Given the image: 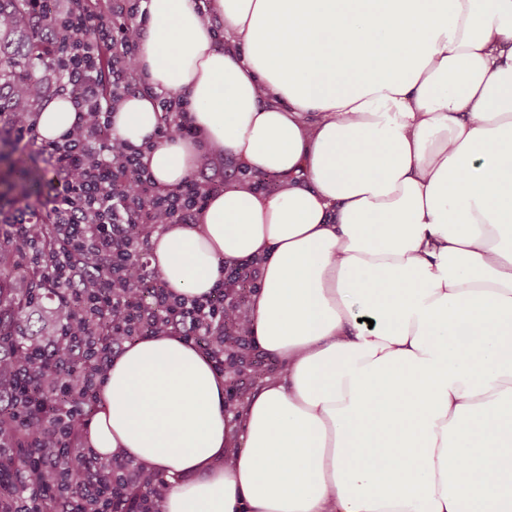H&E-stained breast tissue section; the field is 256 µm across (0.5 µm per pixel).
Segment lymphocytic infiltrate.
Wrapping results in <instances>:
<instances>
[{"mask_svg": "<svg viewBox=\"0 0 512 512\" xmlns=\"http://www.w3.org/2000/svg\"><path fill=\"white\" fill-rule=\"evenodd\" d=\"M143 0H30L36 32H48L39 63L55 78L38 84L36 100L70 99L75 124L57 139L38 135L30 114L1 132L40 157L53 177L43 208L24 201L0 204L5 242L33 270L24 307L49 300L59 314L51 334L10 339L0 351V482L15 492L0 512H44L47 498L66 512H161L164 488L145 467L122 454L100 462L82 445L85 409L125 342L167 334L198 343L216 371L224 369V340L239 336L231 289L207 296L173 294L147 257L151 232L192 224L212 186L188 180L160 189L142 163L143 147L111 132V115L127 95L156 96L163 119L155 140L172 132L195 136L187 97L155 94L138 68L139 40L149 16ZM83 452L73 469L60 459Z\"/></svg>", "mask_w": 512, "mask_h": 512, "instance_id": "f902f5d3", "label": "lymphocytic infiltrate"}]
</instances>
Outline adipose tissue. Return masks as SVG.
Wrapping results in <instances>:
<instances>
[{
  "instance_id": "ef3b65f1",
  "label": "adipose tissue",
  "mask_w": 512,
  "mask_h": 512,
  "mask_svg": "<svg viewBox=\"0 0 512 512\" xmlns=\"http://www.w3.org/2000/svg\"><path fill=\"white\" fill-rule=\"evenodd\" d=\"M139 66L188 93L204 152L249 172L153 233L176 294L260 270L245 326L279 362L229 452L224 377L176 336L125 343L88 442L164 474V512H512V0H148ZM126 97L112 131L161 121ZM66 97L37 117L70 128ZM273 179L255 189L252 176Z\"/></svg>"
}]
</instances>
